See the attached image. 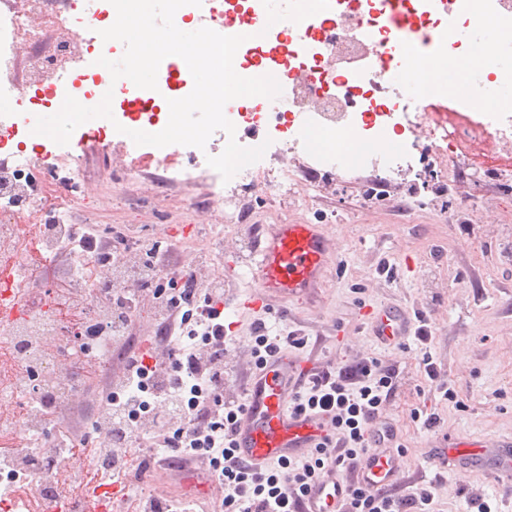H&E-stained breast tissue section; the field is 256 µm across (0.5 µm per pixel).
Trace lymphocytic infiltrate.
Wrapping results in <instances>:
<instances>
[{"label":"lymphocytic infiltrate","mask_w":512,"mask_h":512,"mask_svg":"<svg viewBox=\"0 0 512 512\" xmlns=\"http://www.w3.org/2000/svg\"><path fill=\"white\" fill-rule=\"evenodd\" d=\"M175 278L179 287L160 302L159 328L146 345L129 335H99L104 351L120 349V374L113 383L124 397L108 401L101 417L116 432V441L108 446L78 438L69 418L57 417L54 447L80 456L115 455L116 467L93 471L90 481L138 484L149 471L190 468L218 489V512H296L312 482L338 472L349 487L340 512H430L435 486L405 495L366 489L357 476L369 452L383 454L399 445L387 414L400 387L398 373L375 357L355 355L338 367L299 372L293 413L316 415L330 430L311 454L260 470L234 456L232 437L245 410L249 379L228 385L231 339L224 332V286L199 279L193 269L177 271ZM305 342L292 331L270 335L260 321L246 353L257 369Z\"/></svg>","instance_id":"lymphocytic-infiltrate-1"}]
</instances>
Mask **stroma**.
Masks as SVG:
<instances>
[{"label": "stroma", "instance_id": "obj_1", "mask_svg": "<svg viewBox=\"0 0 512 512\" xmlns=\"http://www.w3.org/2000/svg\"><path fill=\"white\" fill-rule=\"evenodd\" d=\"M479 152L465 145L448 195L428 187L412 196L407 184H385L368 168L347 181L328 175L309 184L306 203L255 188L241 203L238 223L225 225L223 249L210 269L224 279V320L236 338L248 336L260 319L307 336L306 345L288 352L301 366L337 365L358 353L398 367L403 391L388 410L404 451L397 490L434 483V512H476L474 489L493 504L512 499V489L486 474L463 478L436 469L429 454L439 434L490 446L512 434V171L475 174L471 164ZM78 190L72 224H125L148 244L163 237L157 259L167 271L193 267L207 246L198 234L211 215L204 184L165 183L152 168L119 183L111 163L94 152ZM275 224L323 226L330 243L325 282L310 295L239 308V300L255 292L247 263L257 239ZM385 305L425 312L428 347L411 337L387 346L371 336L367 313ZM427 353L440 365L452 399L425 375ZM417 409L439 416L436 432L415 421Z\"/></svg>", "mask_w": 512, "mask_h": 512}]
</instances>
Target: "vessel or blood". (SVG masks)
<instances>
[{
    "mask_svg": "<svg viewBox=\"0 0 512 512\" xmlns=\"http://www.w3.org/2000/svg\"><path fill=\"white\" fill-rule=\"evenodd\" d=\"M311 0H269L267 22L285 26L293 17L289 7L308 8ZM329 242L320 225L277 224L260 239L249 266L257 293L249 307L261 306L272 297H300L320 288L329 261ZM368 320L374 336L384 345L403 341L411 334L407 312L398 306L371 310ZM293 380L289 361L270 359L256 371L246 389V410L235 435V454L259 466L277 459H296L309 455L327 434L326 428L312 418L293 416L289 402ZM456 460L459 475L485 470L512 485V439L495 447L479 440L451 436L439 438L431 460L442 465ZM403 466V456L370 453L359 465L361 482L368 487L385 488L395 483ZM346 482L336 475L313 486L302 504L301 512H336V504L345 497Z\"/></svg>",
    "mask_w": 512,
    "mask_h": 512,
    "instance_id": "obj_1",
    "label": "vessel or blood"
}]
</instances>
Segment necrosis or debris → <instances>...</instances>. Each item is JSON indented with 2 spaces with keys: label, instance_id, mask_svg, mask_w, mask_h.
Here are the masks:
<instances>
[{
  "label": "necrosis or debris",
  "instance_id": "1",
  "mask_svg": "<svg viewBox=\"0 0 512 512\" xmlns=\"http://www.w3.org/2000/svg\"><path fill=\"white\" fill-rule=\"evenodd\" d=\"M266 0H213L211 18L223 25L225 34H237V15L251 16L257 27L234 58L235 71L264 68L289 83L292 95L287 111L275 100L260 98L252 106L238 101L226 104V117L239 132L237 141L246 147L266 144L263 158L241 170L230 181L206 163L205 151L191 146L136 148L127 129L141 126L160 129L153 109L156 102L187 96L193 89L191 74L177 71L174 57L165 58L158 69L156 89H141L130 80L115 85L104 82L100 73L72 75L60 83L58 68L73 51L93 56L123 55V45L111 41L100 45L89 37L92 29L107 27L116 15L110 0H83L78 13L62 15L55 0H0V70H9L19 59L28 62V75L19 84H0V102L9 106L0 113V149L15 139L29 136V120L41 114L45 98L63 101L65 96L86 99L103 97L108 88L122 96L113 115L124 128L113 135L99 131L98 143L112 142L125 152L136 153L139 163L161 169L171 181L204 182L211 195L212 209L223 223L239 221L238 192L262 183L279 195H296L298 181L288 167L270 172L271 160L288 154H304L311 167L326 173L347 175L360 164L390 175L414 170L416 163L436 160L441 167L442 187H451L459 152L466 140L485 145L474 165L475 173L512 167V112L487 107L472 109V96L481 95L486 81L512 88V63L484 54L479 69L468 72L471 97H464L455 80L448 76L446 61L453 55L458 34L493 21L512 29V0H502L501 9H483L480 0H401L405 18L402 29H394L384 0H312L288 27L264 24ZM413 43L421 58L437 61L433 75L420 83L427 99L418 104L405 87L389 85L386 75L402 67V47ZM349 136L352 149L342 156L326 148L328 139ZM72 134L69 145L49 141L41 152L13 153L9 176L11 189L0 192V350L13 353L16 362L8 374H0V406L24 404L31 390H39L43 407L23 409L16 430L43 435L46 412L63 406L74 392L72 375L59 374L61 353L42 352L49 339L59 337L60 327L54 302L33 303V283L46 271L28 264L20 229L26 212L38 209L42 201L31 184L36 168L68 157L81 143ZM189 157L182 166L180 157ZM147 254L113 262L100 286L85 285L71 278L73 293L86 297L106 290L110 300L125 301L130 279L136 271L139 287L158 300H166L171 281L167 273L153 268ZM48 470L39 460L22 464L0 457V512H28L29 496L48 494Z\"/></svg>",
  "mask_w": 512,
  "mask_h": 512
}]
</instances>
